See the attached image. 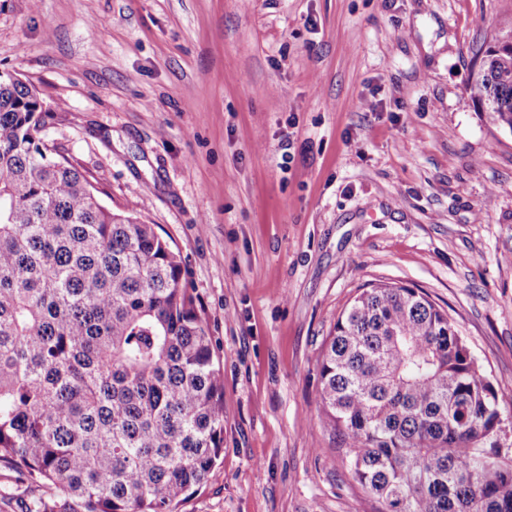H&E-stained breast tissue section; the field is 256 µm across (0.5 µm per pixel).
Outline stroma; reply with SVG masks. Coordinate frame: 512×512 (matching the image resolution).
<instances>
[{
	"label": "stroma",
	"mask_w": 512,
	"mask_h": 512,
	"mask_svg": "<svg viewBox=\"0 0 512 512\" xmlns=\"http://www.w3.org/2000/svg\"><path fill=\"white\" fill-rule=\"evenodd\" d=\"M502 30L512 0H0V72L180 252L215 340L224 462L179 512H380L318 409L370 284L426 293L512 380V132L467 91ZM54 495L0 468V512Z\"/></svg>",
	"instance_id": "stroma-1"
}]
</instances>
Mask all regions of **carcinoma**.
<instances>
[{
	"instance_id": "cac0c4a2",
	"label": "carcinoma",
	"mask_w": 512,
	"mask_h": 512,
	"mask_svg": "<svg viewBox=\"0 0 512 512\" xmlns=\"http://www.w3.org/2000/svg\"><path fill=\"white\" fill-rule=\"evenodd\" d=\"M471 99L512 131V48ZM0 72V466L57 497L37 512H176L224 454V379L178 251L103 205ZM319 408L381 512H512L503 383L425 294L377 284L338 316Z\"/></svg>"
}]
</instances>
